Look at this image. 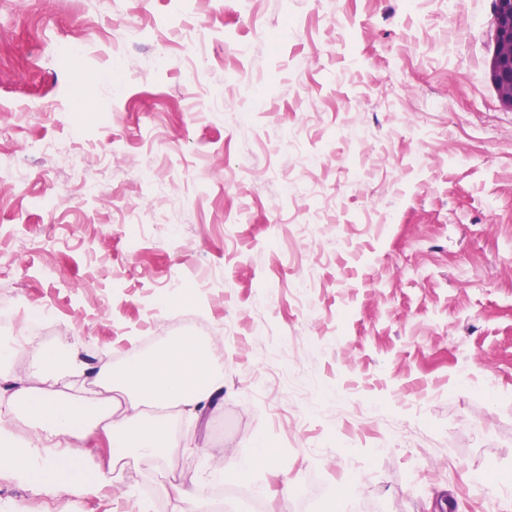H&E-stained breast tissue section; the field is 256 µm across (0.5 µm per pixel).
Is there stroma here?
<instances>
[{"label":"stroma","mask_w":512,"mask_h":512,"mask_svg":"<svg viewBox=\"0 0 512 512\" xmlns=\"http://www.w3.org/2000/svg\"><path fill=\"white\" fill-rule=\"evenodd\" d=\"M492 0H0V344L198 337L208 422L103 494L0 512H512V109ZM67 145L65 155L35 151ZM268 449L251 479L243 455Z\"/></svg>","instance_id":"35a3bbf8"}]
</instances>
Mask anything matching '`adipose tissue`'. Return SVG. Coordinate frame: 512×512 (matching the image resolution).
<instances>
[{
    "label": "adipose tissue",
    "instance_id": "1",
    "mask_svg": "<svg viewBox=\"0 0 512 512\" xmlns=\"http://www.w3.org/2000/svg\"><path fill=\"white\" fill-rule=\"evenodd\" d=\"M94 373L95 383L110 391L111 398L105 411L93 417L70 400L36 394L27 376H12L0 388V406L24 407L31 433L27 448H0V468L26 481L40 477L66 489L99 494L104 482L79 479L66 467V439H105L112 466L127 459H159L172 438L159 426L140 428L145 404L180 406L197 416L211 407L214 395L224 387L214 357L194 336L178 337L149 354L131 353L119 368L110 358H100Z\"/></svg>",
    "mask_w": 512,
    "mask_h": 512
}]
</instances>
